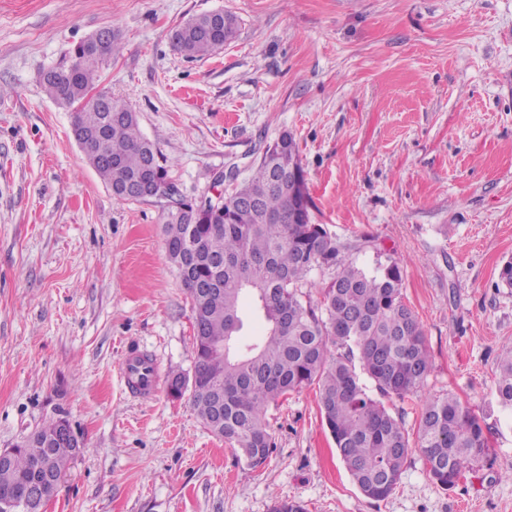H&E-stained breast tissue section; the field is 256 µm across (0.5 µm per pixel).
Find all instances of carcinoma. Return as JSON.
Returning <instances> with one entry per match:
<instances>
[{
    "label": "carcinoma",
    "instance_id": "obj_1",
    "mask_svg": "<svg viewBox=\"0 0 512 512\" xmlns=\"http://www.w3.org/2000/svg\"><path fill=\"white\" fill-rule=\"evenodd\" d=\"M234 15L203 13L177 25L172 48L204 58L237 37ZM119 51L118 34L108 46L83 40L43 75L48 95L74 111L72 125L88 142L86 162L124 200L148 182L165 189L171 179L155 146L140 131L135 112L112 95L91 104L87 96L100 70ZM186 206L187 223L168 212L165 246L170 261L197 245L189 271L180 274L192 302L193 319L206 339H194L199 387L190 400L203 425L234 446L252 470L265 465L272 448L268 409L311 386L318 391L322 421L340 461L360 492L381 501L399 483L416 450L431 480L454 488L489 453L481 418L457 397L426 399L415 444L401 420L367 390L364 380L387 398L423 393L432 360L426 336L402 293V270L392 258L365 270L346 261L349 246L311 222L310 199L297 146L286 131L268 145L252 174L238 180L230 200L211 197ZM334 270L320 304L304 288L315 268ZM265 332L240 341L243 301ZM496 398L512 410V341L501 346ZM53 421L16 449L0 467V490L41 465L62 476L79 454L73 445L45 447L57 432Z\"/></svg>",
    "mask_w": 512,
    "mask_h": 512
}]
</instances>
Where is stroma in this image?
Segmentation results:
<instances>
[{
    "label": "stroma",
    "instance_id": "35a3bbf8",
    "mask_svg": "<svg viewBox=\"0 0 512 512\" xmlns=\"http://www.w3.org/2000/svg\"><path fill=\"white\" fill-rule=\"evenodd\" d=\"M224 10L237 38L203 59L168 33ZM120 50L95 92L129 104L189 198L241 176L290 132L313 223L388 257L425 331L424 392L483 416L490 455L446 491L411 454L366 498L340 462L315 389L271 407L253 471L164 385L194 367L190 297L165 248L162 199L116 198L41 76L95 31ZM512 0H0V449L66 419L82 447L47 512H512V413L495 397L512 340ZM162 390L128 393L127 351Z\"/></svg>",
    "mask_w": 512,
    "mask_h": 512
}]
</instances>
